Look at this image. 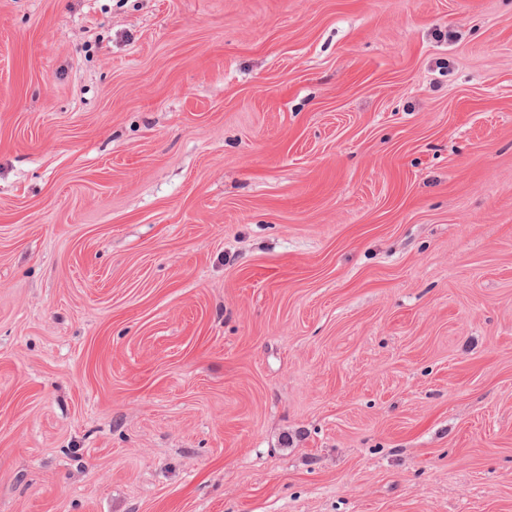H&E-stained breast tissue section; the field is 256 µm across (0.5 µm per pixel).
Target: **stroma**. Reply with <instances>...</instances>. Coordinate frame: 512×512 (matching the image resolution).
I'll return each mask as SVG.
<instances>
[{"label":"stroma","mask_w":512,"mask_h":512,"mask_svg":"<svg viewBox=\"0 0 512 512\" xmlns=\"http://www.w3.org/2000/svg\"><path fill=\"white\" fill-rule=\"evenodd\" d=\"M0 512H512V0H0Z\"/></svg>","instance_id":"obj_1"}]
</instances>
